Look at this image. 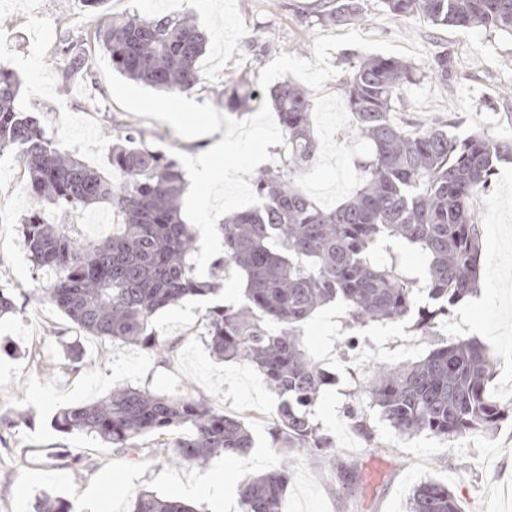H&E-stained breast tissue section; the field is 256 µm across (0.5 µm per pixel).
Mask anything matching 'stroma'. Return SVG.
Returning a JSON list of instances; mask_svg holds the SVG:
<instances>
[{
  "mask_svg": "<svg viewBox=\"0 0 512 512\" xmlns=\"http://www.w3.org/2000/svg\"><path fill=\"white\" fill-rule=\"evenodd\" d=\"M319 0H108L109 12L145 16L192 11L210 36L201 60L204 79L190 93L197 103L217 104L224 88L240 82L270 88L289 79L304 85L314 103L313 123L322 145L314 170L301 185L321 206H335L354 182L353 144L342 136L352 125L338 80L348 58L382 55L402 59L417 73L398 107L397 118H431L455 113L457 135L482 131L512 139V38L479 28H436L422 18H396L383 0H362L358 20L345 25L314 23ZM97 17L82 0H0V68L18 74L19 109L34 113L57 148L78 151L107 167L112 127L131 124L162 134L156 148L199 155L220 142L223 132L179 137L165 122L124 110L109 91L101 69L59 89L53 63L65 34L79 37L90 61L104 54L94 38ZM448 53L447 82L430 73L431 62ZM23 168L14 153L0 158V289L14 296L15 312L0 318V512H35L47 491L72 512H128L143 490L181 497L199 512H238V480L279 462L270 436L278 401L249 367L213 357L206 346L203 316L210 305L237 301L241 278L226 271L212 299L188 298L160 310L153 325L177 347L165 361L138 346H115L82 332L41 298L49 279L30 261L22 226L33 209ZM479 220L484 276L480 293L451 309L435 333L416 336L413 319L374 323L357 333L358 353L343 345V310L328 305L304 327L309 351L335 384L325 386L315 418L336 441V459L303 461L292 469L285 512H406L415 486L427 480L447 485L461 512H512V417L497 430L479 434V447L427 434L398 438L370 407L354 396L365 379L357 358L393 364L424 357L455 337L481 342L496 361L490 389L512 404V162L498 164L490 194L473 199ZM79 342L85 364L71 373L61 364L62 345ZM124 383L156 393L207 401L229 415L248 417L254 439L249 455L216 457L202 464L174 465L140 440L138 455L116 454L92 438L60 431V409L89 403ZM360 411L371 438L356 432L345 407ZM25 485V496L15 489Z\"/></svg>",
  "mask_w": 512,
  "mask_h": 512,
  "instance_id": "obj_1",
  "label": "stroma"
}]
</instances>
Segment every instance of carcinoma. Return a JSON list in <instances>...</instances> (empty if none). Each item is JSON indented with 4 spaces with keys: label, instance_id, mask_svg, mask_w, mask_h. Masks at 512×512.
I'll use <instances>...</instances> for the list:
<instances>
[{
    "label": "carcinoma",
    "instance_id": "obj_1",
    "mask_svg": "<svg viewBox=\"0 0 512 512\" xmlns=\"http://www.w3.org/2000/svg\"><path fill=\"white\" fill-rule=\"evenodd\" d=\"M397 18L419 16L435 27H479L512 37V0H384ZM361 0H325L314 14L320 24H349ZM96 42L112 68L159 91L186 93L203 80L199 60L207 37L191 13L171 16L98 13ZM448 54L435 57L431 72L448 80ZM62 84L74 75L92 78L81 45L66 39L57 56ZM416 74L405 61L367 56L348 63L339 79L353 117L359 148L356 180L345 199L321 207L300 186L315 162L319 142L312 125L313 100L302 85L285 80L270 90L286 144L280 162L254 177L260 203L235 210L217 225L224 242L218 269L232 267L243 281L237 304L205 314L206 343L213 356L244 364L263 376L279 404L270 436L280 466L239 483L240 512H284L292 467L299 459L335 458L336 444L316 421L312 406L328 374L307 349L303 325L331 303L344 308L350 330L406 319L420 290L439 303L413 325L429 335L439 316L472 294L483 266L478 219L471 201L488 191L499 161L512 157V141L483 132L449 134L452 117L413 119L403 126L392 113ZM18 76L0 69V153H15L27 175L26 191L36 209L65 217L98 208L108 216L106 236L88 240L77 224H48L32 214L22 240L32 263L52 272L43 299L84 333L113 344L136 345L158 358L173 352L160 339L153 318L187 296L218 291V275L196 277V236L181 216L186 190L178 164L148 145L146 132L113 128L109 169L86 165L57 149L45 129L15 106ZM224 108L236 112L262 95L249 84L227 88ZM399 242L421 252L422 278L404 273L376 252ZM67 368L80 369L81 347L64 349ZM494 363L474 340L455 339L425 357L394 365L372 363L358 392L377 408L394 433H421L448 440L492 430L507 408L487 393ZM62 431L90 436L125 453L153 435L171 449L169 460L193 464L211 457L244 456L253 438L244 415H226L206 401L156 394L118 385L105 397L63 409ZM188 430L173 442L162 437ZM129 512H198L191 504L139 493ZM409 512H461L448 487L420 483Z\"/></svg>",
    "mask_w": 512,
    "mask_h": 512
}]
</instances>
